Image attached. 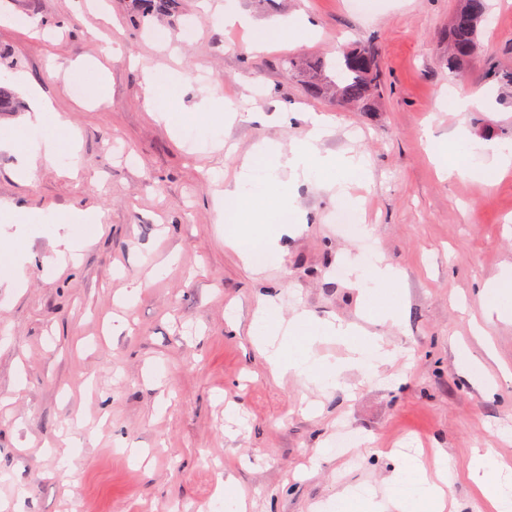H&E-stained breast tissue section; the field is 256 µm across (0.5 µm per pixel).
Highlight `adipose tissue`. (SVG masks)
<instances>
[{"label":"adipose tissue","mask_w":512,"mask_h":512,"mask_svg":"<svg viewBox=\"0 0 512 512\" xmlns=\"http://www.w3.org/2000/svg\"><path fill=\"white\" fill-rule=\"evenodd\" d=\"M223 18L226 24L237 25L251 31L253 46L259 47L270 39L285 40L298 45L308 42L314 27L306 17L293 15L280 24H258L248 13L231 4L225 6ZM176 73L156 74L146 72L144 91L154 104L156 120L173 130L187 127L214 129L219 125L233 124L239 111L232 101L224 98H208L194 107H180L170 111L165 86L177 83ZM63 141L53 138L18 141L15 134L0 133V150L17 152L19 165L16 176L22 181H32L38 162L57 155ZM512 166V147L495 140L476 143L473 163L465 170L474 178L489 179ZM487 319L507 321L512 319V266L505 267L493 281L484 284L479 292ZM254 344L265 355L274 374H296L309 381L332 386L345 371L358 368L363 359H370L372 372L392 365L398 353L385 349L380 336L360 333L352 324L322 322L313 315L302 312L291 320L279 317L273 302L261 301L254 314ZM354 338L346 358L329 362L317 358L316 343L331 338ZM512 476V466L492 461L488 454L474 452L469 469L470 480L482 491L495 512H512V493L506 492L503 475ZM392 495L388 505L376 501L373 493H359L353 489L338 492L329 512H445L447 490L452 484L446 467L443 449H436L431 464H424L418 457L403 455L396 459L389 477Z\"/></svg>","instance_id":"1"}]
</instances>
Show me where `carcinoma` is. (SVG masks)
<instances>
[{"mask_svg":"<svg viewBox=\"0 0 512 512\" xmlns=\"http://www.w3.org/2000/svg\"><path fill=\"white\" fill-rule=\"evenodd\" d=\"M486 13V0H463L452 20L448 35V70L457 76L464 74L477 53L480 24ZM288 69L308 73V88L315 96H334L364 112L375 111V102L382 91V75L375 53L367 43L348 48L334 63L317 61L310 73L306 63L294 58L288 59ZM19 108L16 94L0 84V112H16Z\"/></svg>","mask_w":512,"mask_h":512,"instance_id":"cac0c4a2","label":"carcinoma"}]
</instances>
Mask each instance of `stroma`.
<instances>
[{"label":"stroma","instance_id":"1","mask_svg":"<svg viewBox=\"0 0 512 512\" xmlns=\"http://www.w3.org/2000/svg\"><path fill=\"white\" fill-rule=\"evenodd\" d=\"M236 0L256 21L304 13L309 43L246 52L203 0H169L142 14L135 0H0V11L38 18L37 41L0 27V74L37 84L80 136L78 158L41 163L17 180L0 151V200L56 216L93 208L84 224H11L0 240L27 261L17 288L0 287V512H224L232 482L242 512H313L348 485L386 500L393 450L444 448L459 512H494L468 478L472 451L512 462V320L486 322L480 288L512 265V171L486 182L442 174L432 145L454 160L449 135L512 142V95L495 70L512 67V0H491L480 49L464 77L448 70V28L460 0ZM121 58H104L106 41ZM370 42L385 90L372 112L313 97L289 57H339ZM104 59L107 100L74 88L96 82L76 61ZM181 75L185 102L243 94L256 112L286 111L288 124L242 120L217 133L171 132L155 121L144 72ZM494 90L493 109L447 112L448 92ZM331 120L321 150L359 155L370 176L353 182L369 232L336 219L330 192L305 180L293 192L303 230L283 237L278 261L256 272L224 244V183L258 143L305 137L296 115ZM90 236L77 264L46 260L56 240ZM372 243L401 272V326L363 312L361 283L339 259ZM282 318L306 311L381 336L406 350L393 386L358 371L321 387L274 378L249 336L259 300ZM129 326L113 333V316ZM468 346L495 394L469 380L456 351ZM361 437L336 451L337 432ZM144 449L130 456L128 445Z\"/></svg>","mask_w":512,"mask_h":512}]
</instances>
